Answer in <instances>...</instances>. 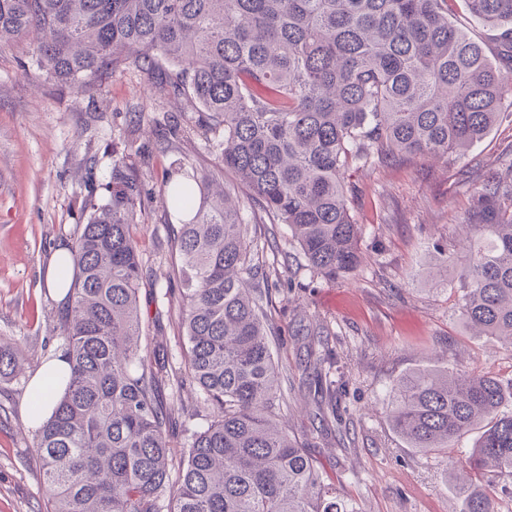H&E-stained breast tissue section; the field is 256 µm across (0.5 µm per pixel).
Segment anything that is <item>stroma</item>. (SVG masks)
<instances>
[{"mask_svg":"<svg viewBox=\"0 0 512 512\" xmlns=\"http://www.w3.org/2000/svg\"><path fill=\"white\" fill-rule=\"evenodd\" d=\"M29 39L0 49V336L15 340L20 379L0 382V512H46L30 424L29 383L61 352V305L45 272L56 248L72 245L87 216L88 195L103 196L112 159L126 139L148 198L138 213L147 277L140 293L145 351L167 349L183 367L181 298L174 241L179 220L159 189L176 162L219 171L194 105L135 70H116L84 90L40 74L25 77ZM171 117L175 134L152 122ZM512 162V116L464 156L399 157L351 166V213L362 227L363 264L328 281L312 273L286 225L254 224L255 262L288 285L272 296L273 348L282 369L279 420L321 457L341 498L363 512H461L448 459L407 448L392 431L390 390L420 365H448L512 376V349L474 337L455 311L457 290L437 269L460 270L473 232L462 225L473 196ZM331 368L336 411H320L310 391L314 368ZM175 398L174 443L206 424L212 410L184 386Z\"/></svg>","mask_w":512,"mask_h":512,"instance_id":"35a3bbf8","label":"stroma"}]
</instances>
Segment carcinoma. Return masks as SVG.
I'll return each mask as SVG.
<instances>
[{"label": "carcinoma", "mask_w": 512, "mask_h": 512, "mask_svg": "<svg viewBox=\"0 0 512 512\" xmlns=\"http://www.w3.org/2000/svg\"><path fill=\"white\" fill-rule=\"evenodd\" d=\"M499 31L494 63L448 0H0V46L32 37L33 72L89 86L116 69L161 73V88L199 107L209 147L232 186L187 171L165 181L180 217L185 367L169 378L167 350L142 353L136 237L146 189L126 153L112 159L105 202L67 260L60 320L70 372L34 441L47 512H356L337 499L321 461L278 422L280 368L270 344L271 283L260 278L249 223L284 224L312 272L334 280L362 263L346 169L399 154H462L512 108V0H464ZM203 200H197V195ZM476 233L457 276L459 319L512 348V164L474 197ZM22 374L0 339V379ZM190 382L213 410L173 461L175 404L167 380ZM336 412L333 381L315 383ZM390 423L407 447L448 452L462 512H497L512 478V378L448 366L412 369L391 388Z\"/></svg>", "instance_id": "1"}]
</instances>
